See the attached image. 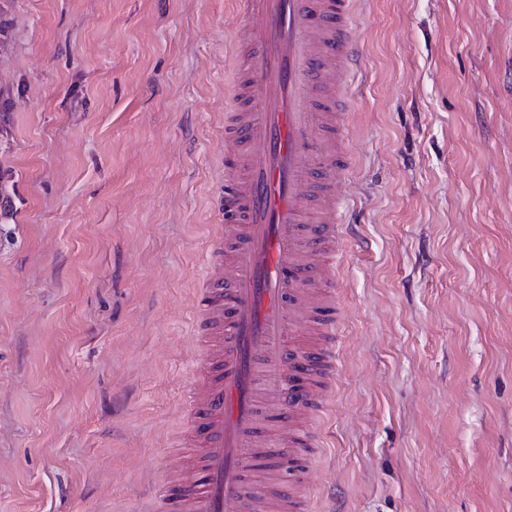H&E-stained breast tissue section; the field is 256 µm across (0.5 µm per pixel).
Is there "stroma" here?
I'll use <instances>...</instances> for the list:
<instances>
[{"instance_id":"35a3bbf8","label":"stroma","mask_w":512,"mask_h":512,"mask_svg":"<svg viewBox=\"0 0 512 512\" xmlns=\"http://www.w3.org/2000/svg\"><path fill=\"white\" fill-rule=\"evenodd\" d=\"M0 512H160L237 0H0ZM315 512H512V0H363Z\"/></svg>"}]
</instances>
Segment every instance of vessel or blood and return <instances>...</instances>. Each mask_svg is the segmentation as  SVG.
Segmentation results:
<instances>
[{"mask_svg":"<svg viewBox=\"0 0 512 512\" xmlns=\"http://www.w3.org/2000/svg\"><path fill=\"white\" fill-rule=\"evenodd\" d=\"M353 4L240 0L216 224L195 295L191 474L169 481L167 512H313L304 471L336 374Z\"/></svg>","mask_w":512,"mask_h":512,"instance_id":"vessel-or-blood-1","label":"vessel or blood"}]
</instances>
